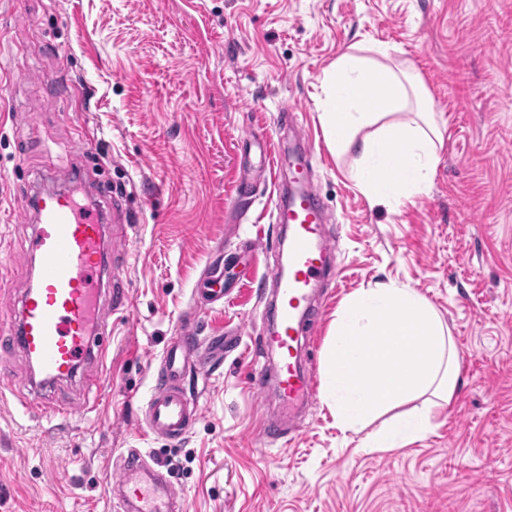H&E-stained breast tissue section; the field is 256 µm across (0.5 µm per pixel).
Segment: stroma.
Here are the masks:
<instances>
[{
  "instance_id": "35a3bbf8",
  "label": "stroma",
  "mask_w": 512,
  "mask_h": 512,
  "mask_svg": "<svg viewBox=\"0 0 512 512\" xmlns=\"http://www.w3.org/2000/svg\"><path fill=\"white\" fill-rule=\"evenodd\" d=\"M392 46L424 84L444 144L429 192L373 204L332 153L318 102L354 44ZM302 126L326 205L336 282L314 299V401L287 436L258 373L281 262L259 142L287 153ZM72 171L104 212L132 306L108 315L106 361L32 392L0 346V512H122L107 484L130 448L159 463L187 512H512V0H0V329L38 262L18 202ZM223 269L228 295L197 290ZM414 288L454 339L459 383L424 435L372 451L325 399L330 329L347 297ZM240 343L183 388L200 415L172 441L142 428L145 399L184 325ZM79 415L57 416L63 406Z\"/></svg>"
}]
</instances>
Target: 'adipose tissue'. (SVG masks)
<instances>
[{"label": "adipose tissue", "instance_id": "obj_1", "mask_svg": "<svg viewBox=\"0 0 512 512\" xmlns=\"http://www.w3.org/2000/svg\"><path fill=\"white\" fill-rule=\"evenodd\" d=\"M389 51L352 46L324 72L320 120L330 150H355L354 176L362 192L384 204L425 192L443 139L423 106L416 76L382 64ZM414 108L409 122L388 117ZM375 126L374 134L361 129ZM326 357L327 397L338 425L364 432L372 450L401 447L425 432L436 407L450 402L459 382L450 331L418 292L395 282L360 289L336 314ZM420 400L418 411L390 427L365 428L391 408Z\"/></svg>", "mask_w": 512, "mask_h": 512}]
</instances>
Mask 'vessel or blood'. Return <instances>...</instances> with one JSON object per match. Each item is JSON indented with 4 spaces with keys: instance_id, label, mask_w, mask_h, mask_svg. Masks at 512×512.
Instances as JSON below:
<instances>
[{
    "instance_id": "1",
    "label": "vessel or blood",
    "mask_w": 512,
    "mask_h": 512,
    "mask_svg": "<svg viewBox=\"0 0 512 512\" xmlns=\"http://www.w3.org/2000/svg\"><path fill=\"white\" fill-rule=\"evenodd\" d=\"M295 176L302 180V187L280 198L273 212L275 223L288 232V264L273 274L276 329L262 339L264 347L279 352L275 387L281 405L292 414L316 392L314 379L296 366L297 344L310 330L313 293L327 272L330 249L322 199L306 184V170H296ZM70 179L69 171L55 172L53 188L39 195L36 229L29 244L30 253L39 259V277L35 285L24 289L19 327L11 333L43 385L69 377L94 355L96 320L109 311L128 313L131 302L122 273L116 270L110 309L97 305L93 283L104 265V226L96 214L71 198ZM223 353L218 343L202 345L187 335L175 338L146 402L143 425L147 431L174 440L187 434L199 408L186 396L183 377L188 369L205 368ZM116 467L126 512H174L179 507L180 496L139 450L128 449Z\"/></svg>"
}]
</instances>
